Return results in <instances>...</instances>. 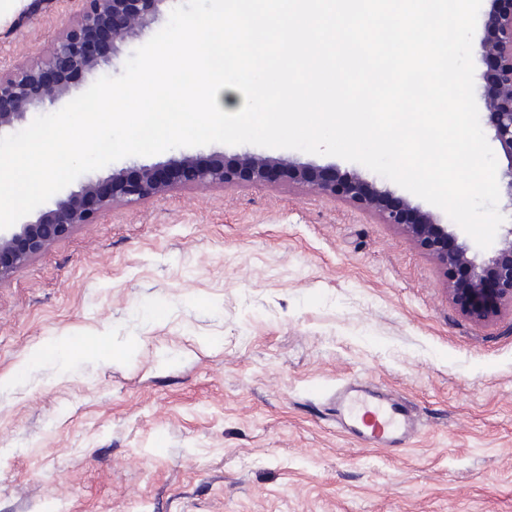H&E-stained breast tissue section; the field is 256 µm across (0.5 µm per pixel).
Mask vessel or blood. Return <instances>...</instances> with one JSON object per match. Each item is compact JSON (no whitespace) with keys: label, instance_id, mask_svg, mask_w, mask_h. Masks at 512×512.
<instances>
[{"label":"vessel or blood","instance_id":"vessel-or-blood-1","mask_svg":"<svg viewBox=\"0 0 512 512\" xmlns=\"http://www.w3.org/2000/svg\"><path fill=\"white\" fill-rule=\"evenodd\" d=\"M332 400L337 428L361 443L398 447L418 432L412 405L379 386L353 380L337 389Z\"/></svg>","mask_w":512,"mask_h":512}]
</instances>
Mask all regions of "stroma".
<instances>
[{"instance_id":"35a3bbf8","label":"stroma","mask_w":512,"mask_h":512,"mask_svg":"<svg viewBox=\"0 0 512 512\" xmlns=\"http://www.w3.org/2000/svg\"><path fill=\"white\" fill-rule=\"evenodd\" d=\"M77 9L25 0L0 66ZM75 336L120 354L56 350ZM354 379L413 405L408 447L337 430ZM0 512H512V313L472 322L397 228L286 178L114 204L0 283Z\"/></svg>"}]
</instances>
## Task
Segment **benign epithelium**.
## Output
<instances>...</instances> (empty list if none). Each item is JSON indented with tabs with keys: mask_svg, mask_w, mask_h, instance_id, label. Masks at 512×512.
Segmentation results:
<instances>
[{
	"mask_svg": "<svg viewBox=\"0 0 512 512\" xmlns=\"http://www.w3.org/2000/svg\"><path fill=\"white\" fill-rule=\"evenodd\" d=\"M79 2L81 9L65 24L51 55L0 69V132L66 97L71 89L66 74H92L110 64L120 45L150 28L169 0ZM489 2L477 50L483 70L475 72L474 82L480 85L493 139L507 160L505 207L512 210V0ZM284 171L299 183L376 213L383 223L405 233L445 270L452 299L474 322L484 323L512 309V227L491 255L480 259L455 225L437 223L431 213L404 199L390 200L387 192L357 173L343 175L334 167L310 168L250 152L233 162L224 161L222 154L207 159L184 155L153 165L134 164L104 179L85 181L53 206L35 208L33 219L0 229V283L73 227L93 221L115 203L146 200L176 184L265 186Z\"/></svg>",
	"mask_w": 512,
	"mask_h": 512,
	"instance_id": "7a95c632",
	"label": "benign epithelium"
}]
</instances>
